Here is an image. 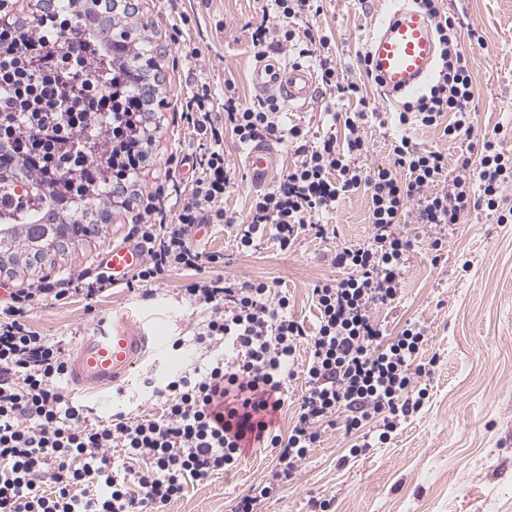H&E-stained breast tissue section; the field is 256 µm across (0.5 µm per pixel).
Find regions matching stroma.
<instances>
[{
  "mask_svg": "<svg viewBox=\"0 0 512 512\" xmlns=\"http://www.w3.org/2000/svg\"><path fill=\"white\" fill-rule=\"evenodd\" d=\"M126 27L146 45L154 79V125L150 154L137 187L151 190L175 185L190 194L197 175L196 162L205 148L182 119L183 106L196 79L209 82L215 109L224 107V81L234 79L240 95L255 101L250 71L256 60L249 50V23L260 14L259 0H130ZM318 23L334 44L336 58L346 75L358 78L357 58L371 30L385 14L389 0H324ZM449 15L463 28L477 31L483 44L462 38L472 58L473 133L455 140L440 130L412 123L398 126L395 112L404 99H385L383 91L367 84V103L338 100L323 86H315L314 99L301 111L285 112L288 125L316 129L325 111L369 113L365 132L368 163L388 165L391 143L400 135L434 145L448 153L449 164L469 155L471 145L484 136L512 149V0H442ZM193 19L182 26V16ZM195 43L199 59L185 58L174 32ZM185 159L170 171L167 159ZM136 210L114 209L98 234L68 243L43 263L25 255L0 267V299L21 288L37 285L43 275L70 278L94 272L106 254L130 245L128 232ZM335 239L314 235L298 239L287 251L272 237L256 241L238 252L228 231L208 224L194 238L205 252L224 257L223 272L238 280L264 279L286 289L294 316L307 328L316 324L310 292L324 278H340L328 255L334 246L361 245L371 236L368 200L364 194L346 195L331 218ZM197 274L167 272L152 292L139 286H114L101 296L74 295L68 303L45 302L30 313L39 331L64 350L96 317L132 309L150 317L168 350L163 358H147L123 387L97 393L68 390V397L84 405L91 423H108L113 414L134 418L157 415L161 404L153 389L161 378L204 364L209 353L195 347L206 312L182 301L181 293ZM388 331L405 320L418 319L428 327L431 340L421 361L435 360L428 396L380 447L361 455L350 452L351 437L343 425L327 431L297 469L295 480L260 506V512H318L316 504L329 500L330 512H512V223L501 224L496 212L479 206L465 224L448 229V243L433 254L423 233H416L408 254L399 301L374 313ZM182 350H173L175 341ZM273 450L250 452L235 470L207 482L191 484L182 498L165 512H233L236 502L275 466Z\"/></svg>",
  "mask_w": 512,
  "mask_h": 512,
  "instance_id": "obj_1",
  "label": "stroma"
}]
</instances>
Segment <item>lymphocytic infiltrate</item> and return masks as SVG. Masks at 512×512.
<instances>
[{
	"label": "lymphocytic infiltrate",
	"mask_w": 512,
	"mask_h": 512,
	"mask_svg": "<svg viewBox=\"0 0 512 512\" xmlns=\"http://www.w3.org/2000/svg\"><path fill=\"white\" fill-rule=\"evenodd\" d=\"M415 2L433 22L441 64L428 93L405 102L397 123L439 126L452 139L471 136L472 62L460 47L459 24L441 0ZM79 3L65 0L34 30L0 29V167L21 163L37 175L51 167L73 171L78 156L92 166L111 160L116 181L106 198L121 207L151 146L153 92L144 81L127 96L89 83L114 18L110 0H100L93 25L72 26ZM322 11L320 0H265L250 50L258 59L297 50L316 59L331 96L363 100L365 82L377 80L370 60L359 58L365 82L345 75L330 37L311 23ZM303 16L308 25L292 27ZM213 100L209 83L197 82L182 112L207 149L175 222L164 217L159 202L166 192L159 186L130 227L146 254L134 281L150 287L172 269L196 270L204 260L222 264L221 255L198 249L192 230L200 224L231 229L243 251L268 234L284 251L309 231L328 237L336 228L326 217L358 191L368 198L369 242L332 254L331 264L345 275L312 288L317 322L311 331L293 317L287 292L268 281L217 273L192 283L190 305L208 314L195 341L221 351V358L156 387L161 414L133 420L119 414L106 425L88 424L84 406L58 390L63 352L29 320L34 305L66 303L76 286L46 283L11 293L0 302V512H163L188 484L236 469L251 449L272 448L276 467L234 508L258 512L262 500L294 480L299 463L336 422L355 437L351 451L358 454L387 441L421 409L431 376L419 359L428 328L408 321L391 335L374 312L399 299L412 247L408 226L426 228L429 249L439 252L449 226L467 223L479 204L498 211V223L512 220L497 200L512 182V151L486 139L478 160L452 166L445 151L403 135L391 144V164L375 170L366 164V112L346 113L343 134L330 129L316 137L286 126L277 98L243 101L233 79L224 81L223 111H215ZM228 138L242 149L285 141L299 157L252 196L244 221L222 206L234 185L224 153ZM301 347L307 350L302 360L296 357ZM297 376L305 389L284 434L278 421ZM115 448L129 462L120 474L109 456Z\"/></svg>",
	"instance_id": "lymphocytic-infiltrate-1"
}]
</instances>
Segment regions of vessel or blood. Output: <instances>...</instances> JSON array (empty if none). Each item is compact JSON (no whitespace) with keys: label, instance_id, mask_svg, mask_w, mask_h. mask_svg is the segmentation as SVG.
<instances>
[{"label":"vessel or blood","instance_id":"1","mask_svg":"<svg viewBox=\"0 0 512 512\" xmlns=\"http://www.w3.org/2000/svg\"><path fill=\"white\" fill-rule=\"evenodd\" d=\"M366 53L390 96L417 95L431 78L439 54L430 20L410 0H393L389 13L368 39ZM314 72L305 63L288 66L260 61L251 72L254 89L274 93L286 105L306 106L313 96ZM280 162L278 151L267 143L250 147L244 173L256 187L267 185ZM144 252L138 246L113 248L106 266L120 279L139 266ZM165 346L149 322L133 311L97 317L79 336L67 361L65 380L78 391L99 392L127 381L150 355Z\"/></svg>","mask_w":512,"mask_h":512}]
</instances>
